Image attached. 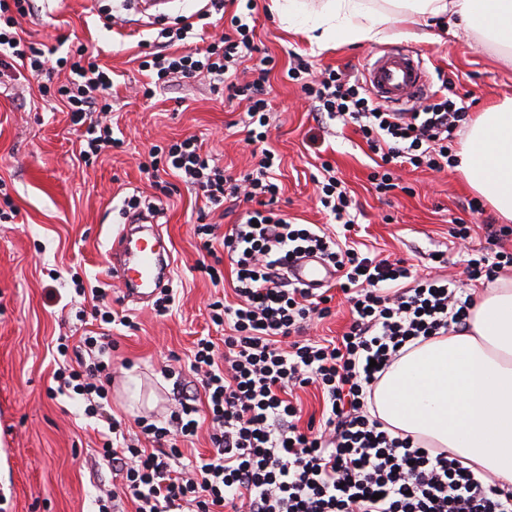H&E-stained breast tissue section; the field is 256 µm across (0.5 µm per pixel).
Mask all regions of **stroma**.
<instances>
[{"label": "stroma", "mask_w": 512, "mask_h": 512, "mask_svg": "<svg viewBox=\"0 0 512 512\" xmlns=\"http://www.w3.org/2000/svg\"><path fill=\"white\" fill-rule=\"evenodd\" d=\"M273 0H257L256 41L278 60L270 76V144L281 158L279 206L303 224H322L311 180L321 162H331L360 212L361 241L380 256L407 259L417 269L428 256L444 251L442 273L466 283L465 263L448 234L452 221L473 228L474 247L512 252V235L494 239L486 224H498L492 208L471 213L476 194L454 170L405 168L403 187L387 197L371 185L373 162L353 127L318 125L298 85L285 77L290 54L318 68L362 70L382 46L400 44L419 50L427 72L443 70L472 112L512 99V60L469 30L432 39L427 27L392 20L384 41L312 46L304 23L319 13L324 0H300V23L285 28ZM198 0L182 10L149 19L133 0H33L21 21L26 40L53 48L80 47L97 54L117 76L110 119L122 131L123 148L90 160L79 155L80 132L71 128L61 100H44L41 80L30 75L0 93V191L17 211L0 223V512H94L99 491L121 485L97 454L96 419L86 417L68 397L50 395L58 337L78 343L100 331L90 298L76 283L93 287L105 281L108 251L124 227L131 195L151 197L152 179L139 163L153 146L197 136L204 149L239 173L250 169L252 147L237 122L243 106L228 103L205 82L183 83L143 97L139 43L155 29L177 20L194 21ZM199 202L178 185L162 209V230L171 241V285L176 295L171 314L158 315L153 303L135 304L113 292L117 309L135 315L138 329H111L115 344L107 413L133 425L137 416L154 415L165 423L181 381L165 377L170 355L191 356L197 338L223 331L211 324L207 305L218 290L199 276L194 235Z\"/></svg>", "instance_id": "35a3bbf8"}]
</instances>
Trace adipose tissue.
Masks as SVG:
<instances>
[{
  "label": "adipose tissue",
  "mask_w": 512,
  "mask_h": 512,
  "mask_svg": "<svg viewBox=\"0 0 512 512\" xmlns=\"http://www.w3.org/2000/svg\"><path fill=\"white\" fill-rule=\"evenodd\" d=\"M326 0L313 27L316 44L377 41L392 13L477 32L512 55V0ZM457 170L504 219L512 221V100L478 113ZM376 415L393 433L423 439L492 474L512 490V276L478 293L469 326L435 336L398 359L374 387Z\"/></svg>",
  "instance_id": "adipose-tissue-1"
}]
</instances>
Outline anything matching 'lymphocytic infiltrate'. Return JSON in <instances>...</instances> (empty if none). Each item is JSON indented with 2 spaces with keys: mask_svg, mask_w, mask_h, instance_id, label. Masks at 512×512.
Wrapping results in <instances>:
<instances>
[{
  "mask_svg": "<svg viewBox=\"0 0 512 512\" xmlns=\"http://www.w3.org/2000/svg\"><path fill=\"white\" fill-rule=\"evenodd\" d=\"M256 0H242L220 37L190 47L193 24L162 28L141 43L139 68L145 97L181 80L207 81L228 100L246 102L242 123L254 145L253 168L227 172L195 137L152 150L142 169L151 175L156 208L171 186L172 172L192 187L203 205L195 233L207 259L196 266L213 285L232 273L235 302L210 303V317L224 330L223 345L198 339L189 369L198 382L181 392L165 425L135 421L136 434L107 416L102 458L122 476L121 491L103 490L97 512H112L118 496L135 512H512V492L492 475L464 465L446 451L427 448L409 436H395L369 411L375 383L407 345L468 325L472 298L456 281L418 277L402 260H389L351 244L356 215L343 181L329 163L316 185L318 202L337 232L301 224L278 210L277 158L267 148L269 75L275 57L258 55ZM29 0H0V76L22 67L52 77H70L55 94L82 133V157L120 147L112 126V77L87 49L54 56L18 33ZM253 59L250 79L239 67ZM311 101L316 119L354 125L368 150L379 157L371 180L378 193L398 189V169L454 167L453 142L470 110L455 82L438 72L437 85L410 108L396 111L374 102L362 77L340 69L313 70L293 55L286 72ZM228 202L246 203L240 222L219 231L208 218ZM316 253L336 271V286L350 305L351 324L340 341L308 336L313 322L331 316L327 292H312L287 278L298 255ZM108 334L81 337L78 345L57 346L55 393L82 402L98 416L112 376ZM315 387L320 418H303L293 394ZM207 425L213 452L176 467L182 444Z\"/></svg>",
  "mask_w": 512,
  "mask_h": 512,
  "instance_id": "obj_1",
  "label": "lymphocytic infiltrate"
}]
</instances>
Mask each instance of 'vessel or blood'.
I'll use <instances>...</instances> for the list:
<instances>
[{
  "instance_id": "vessel-or-blood-1",
  "label": "vessel or blood",
  "mask_w": 512,
  "mask_h": 512,
  "mask_svg": "<svg viewBox=\"0 0 512 512\" xmlns=\"http://www.w3.org/2000/svg\"><path fill=\"white\" fill-rule=\"evenodd\" d=\"M363 75L373 96L389 106H404L427 93L430 77L418 55L413 51L392 46L369 57ZM159 236L140 239L119 233L110 252L107 267L110 278L118 280L126 299L143 302L153 298L171 280V256L159 248ZM290 276L308 288L326 286L335 276L333 268L317 257L295 261Z\"/></svg>"
}]
</instances>
